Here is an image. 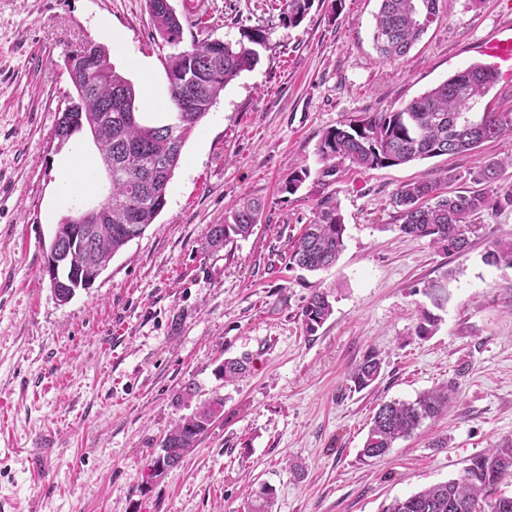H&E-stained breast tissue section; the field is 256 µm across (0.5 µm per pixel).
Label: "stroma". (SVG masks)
Masks as SVG:
<instances>
[{
  "mask_svg": "<svg viewBox=\"0 0 512 512\" xmlns=\"http://www.w3.org/2000/svg\"><path fill=\"white\" fill-rule=\"evenodd\" d=\"M183 17V47L267 30L259 64L242 72L193 129L154 224L66 303L42 268L64 211L53 131L71 90L64 60L84 41L125 37L111 61L134 84L149 63L167 94L171 48L146 0H0V512H382L392 499L459 478L472 457L512 440V267L483 256L512 234V209L472 216L468 252L450 255L399 229L403 183L472 171L512 154V138L338 176L345 248L332 268L289 269L323 186L325 130L397 110L469 65L512 24V0H442L440 19L409 54L381 61L372 43L379 0H314L300 26L279 0H205ZM311 172L295 193L296 170ZM265 203L252 234L213 253L210 225L243 196ZM448 301L436 332L415 326L428 284ZM327 291L333 314L306 335L301 310ZM382 360L368 389L348 372L367 349ZM246 357L248 371L217 369ZM455 382L447 414L424 421L377 459L360 455L379 405ZM224 410L178 466L149 472L172 422L208 398Z\"/></svg>",
  "mask_w": 512,
  "mask_h": 512,
  "instance_id": "35a3bbf8",
  "label": "stroma"
}]
</instances>
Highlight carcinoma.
<instances>
[{
	"mask_svg": "<svg viewBox=\"0 0 512 512\" xmlns=\"http://www.w3.org/2000/svg\"><path fill=\"white\" fill-rule=\"evenodd\" d=\"M170 0H146L151 24L174 52L165 59L169 100L173 117L156 126L140 119L134 84L112 64L109 49L94 41L81 44L78 51L92 58V71L70 77L73 94L58 118L54 138L59 144L88 128L103 167H112L109 192L99 201L108 209L106 223L112 232L99 234L92 243L84 275L107 266L128 242L140 237L154 223L166 205L164 186L169 184L182 160L185 143L195 125L216 103L224 87L260 61L257 47L266 44L267 32L254 28L235 43L204 39L180 48L183 26ZM314 0H281L279 21L298 26ZM440 0H380L373 42L386 61L406 56L429 26L439 19ZM496 82L489 67L473 64L391 112H375L346 128L332 127L323 134L319 155L323 166L318 178L328 187L345 167L374 169L406 164L441 155L471 152L486 142L512 135V110L474 115L472 109ZM512 166V155L480 166L471 173L479 185L473 190L448 193L443 185L448 175L418 180L399 187L392 198L402 224V233L430 239L442 251L457 255L469 246L477 226L467 219L483 210L512 208V189L495 186L501 171ZM263 205L256 199L224 214V220L210 225L206 247L218 251L251 234ZM346 227L337 190L317 199L314 219L305 226L289 255V264L317 272L333 266L344 249ZM487 264L512 267V237L495 241L484 256ZM435 308L448 302L442 284L426 289ZM333 305L324 291H314L300 318L307 335H314L331 317ZM439 316L424 309L415 335L424 339L436 330ZM247 369V359L224 362L221 372L231 379ZM378 354L367 351L349 373L350 390L362 391L380 376ZM456 394L450 383L422 393L413 401L392 400L379 406L372 417L360 456L381 458L400 439L411 435L427 419L448 412ZM224 399L202 402L189 415L177 419L165 435L162 454L154 468L167 469L196 447L218 418ZM512 476V441L470 459L459 479L435 484L384 506L383 512H512V495L498 492L499 484Z\"/></svg>",
	"mask_w": 512,
	"mask_h": 512,
	"instance_id": "carcinoma-1",
	"label": "carcinoma"
}]
</instances>
